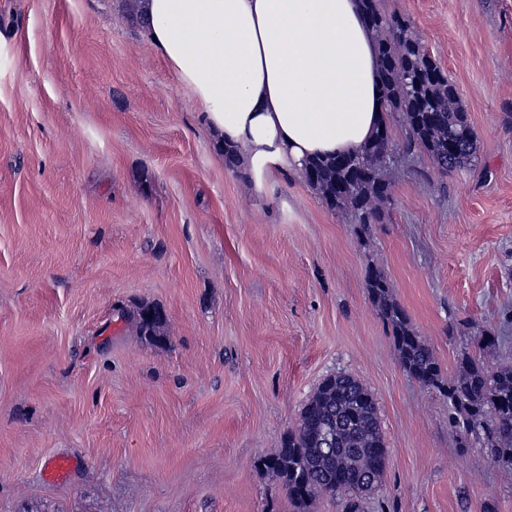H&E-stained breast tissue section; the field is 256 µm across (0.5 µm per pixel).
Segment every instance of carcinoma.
<instances>
[{"label": "carcinoma", "mask_w": 512, "mask_h": 512, "mask_svg": "<svg viewBox=\"0 0 512 512\" xmlns=\"http://www.w3.org/2000/svg\"><path fill=\"white\" fill-rule=\"evenodd\" d=\"M374 31L387 119L400 117L406 128L402 151L422 149L443 172L466 168L476 153V137L455 86L431 60L408 20L379 8V0H360ZM457 150L448 152V141ZM385 140L375 135L357 155L316 157L305 163V177L332 211L345 212L364 234L383 220L389 200L382 159ZM366 288L378 315L390 327L402 369L448 400V421L466 432L481 431L494 462L512 468V366H497L463 349L456 371L443 377L436 358L393 298L385 273L367 270ZM148 305L136 314L137 326L153 341L164 338L161 317ZM387 449L373 393L350 374L334 373L304 404L298 427L280 448L260 458L259 467L275 478L299 512L320 495H347L346 512H359L358 496L383 477Z\"/></svg>", "instance_id": "obj_1"}]
</instances>
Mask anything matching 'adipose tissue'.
I'll return each instance as SVG.
<instances>
[{
    "label": "adipose tissue",
    "mask_w": 512,
    "mask_h": 512,
    "mask_svg": "<svg viewBox=\"0 0 512 512\" xmlns=\"http://www.w3.org/2000/svg\"><path fill=\"white\" fill-rule=\"evenodd\" d=\"M137 11L257 188L362 150L384 122L359 0H138Z\"/></svg>",
    "instance_id": "adipose-tissue-1"
}]
</instances>
